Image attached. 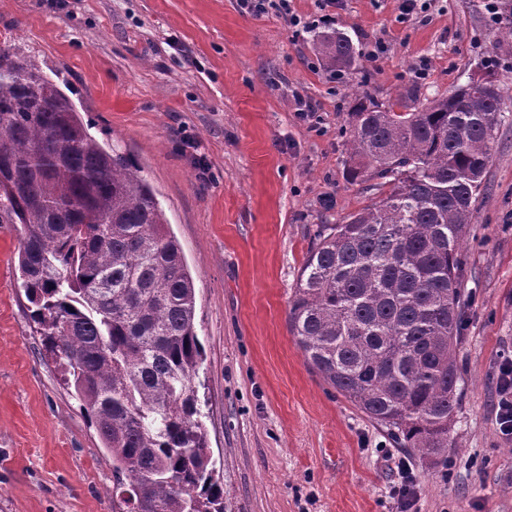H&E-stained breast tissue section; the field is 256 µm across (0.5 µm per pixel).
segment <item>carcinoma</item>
<instances>
[{"label": "carcinoma", "mask_w": 512, "mask_h": 512, "mask_svg": "<svg viewBox=\"0 0 512 512\" xmlns=\"http://www.w3.org/2000/svg\"><path fill=\"white\" fill-rule=\"evenodd\" d=\"M494 42L512 40V0ZM336 72L356 50L331 29ZM495 82L492 93L482 78ZM396 112L354 97L349 150L384 197L321 224L288 324L306 363L421 458L452 447L465 319L461 248L509 88L490 69ZM0 224L20 225L21 288L47 352L112 456L122 512H224L196 377V288L139 167L105 148L29 55L0 45Z\"/></svg>", "instance_id": "obj_1"}]
</instances>
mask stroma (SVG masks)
Wrapping results in <instances>:
<instances>
[{
    "mask_svg": "<svg viewBox=\"0 0 512 512\" xmlns=\"http://www.w3.org/2000/svg\"><path fill=\"white\" fill-rule=\"evenodd\" d=\"M489 2L433 0L405 17L402 0H337L330 26L357 52L337 75L314 34L239 0H0V41L54 73L92 135L136 162L181 244L224 512H512V440L494 409L512 354V101L461 249L470 303L454 446L412 458L407 499L388 459L401 451L394 434L325 383L288 330L317 226L382 193L370 173L346 175L353 96L409 112L489 65L512 78ZM378 40L387 50L373 60ZM296 88L317 121L296 112ZM19 247L18 225L0 224V512H113L112 458L28 316Z\"/></svg>",
    "mask_w": 512,
    "mask_h": 512,
    "instance_id": "1",
    "label": "stroma"
}]
</instances>
